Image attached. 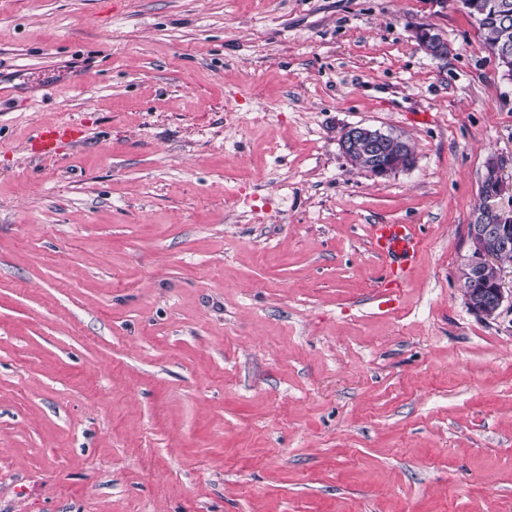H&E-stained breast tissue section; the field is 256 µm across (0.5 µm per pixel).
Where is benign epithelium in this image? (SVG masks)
<instances>
[{"instance_id": "obj_1", "label": "benign epithelium", "mask_w": 512, "mask_h": 512, "mask_svg": "<svg viewBox=\"0 0 512 512\" xmlns=\"http://www.w3.org/2000/svg\"><path fill=\"white\" fill-rule=\"evenodd\" d=\"M415 40L420 49L425 43L432 44L428 55L434 59L448 56V40L435 27L418 28ZM389 141L399 143L402 138L365 125L344 128L339 139L342 153L348 159L362 150L373 151L380 157ZM411 166V154L404 147L399 161L388 164L379 161L371 174L385 178ZM503 171L504 160L493 158L489 171L493 191L482 200L474 221L467 227L470 253L460 270V280L471 284L464 289L467 304L477 315L487 319L497 315L506 297H512V289L508 291L503 286V256L512 251V211L504 210L496 203L505 193H512V182L505 180Z\"/></svg>"}]
</instances>
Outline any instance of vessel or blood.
I'll use <instances>...</instances> for the list:
<instances>
[{
    "mask_svg": "<svg viewBox=\"0 0 512 512\" xmlns=\"http://www.w3.org/2000/svg\"><path fill=\"white\" fill-rule=\"evenodd\" d=\"M84 136L80 125L62 121L41 126L31 138L32 151L41 157H54ZM372 246L385 259L384 277L389 284L401 285L409 276V261L419 251L421 240L412 225L379 224L375 227Z\"/></svg>",
    "mask_w": 512,
    "mask_h": 512,
    "instance_id": "b4317fda",
    "label": "vessel or blood"
}]
</instances>
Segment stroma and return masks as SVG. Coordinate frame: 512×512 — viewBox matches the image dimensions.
<instances>
[{
	"mask_svg": "<svg viewBox=\"0 0 512 512\" xmlns=\"http://www.w3.org/2000/svg\"><path fill=\"white\" fill-rule=\"evenodd\" d=\"M0 87V512H512V301L458 281L512 96L460 0H0ZM415 40L420 50L425 51L421 42L432 44L434 50L427 51L430 57L434 59H444L448 56V40L435 27H419L415 33ZM84 130L75 122L62 121L41 126L30 139L31 150L40 157H56L81 141ZM402 140L398 136L384 133L379 128L355 125L343 129L339 142L342 153L351 162V154L362 150L374 151L377 157L382 158L384 146L388 141L399 143ZM387 150L388 152L384 154V158L388 159L389 157L392 156V159L395 162L386 164L381 161H378L375 164L373 171H369L374 177L385 178L390 176L391 174L396 173L399 170L408 169L411 166H413L415 156H413L412 163H410L412 153L409 152L407 154V148L403 147L401 149L402 157L399 159V163L396 161L398 159V145L396 144L392 147V144L390 143L387 147ZM374 253L385 260L384 278L399 286L409 276L410 258L419 251L421 240L410 224H375Z\"/></svg>",
	"mask_w": 512,
	"mask_h": 512,
	"instance_id": "35a3bbf8",
	"label": "stroma"
}]
</instances>
